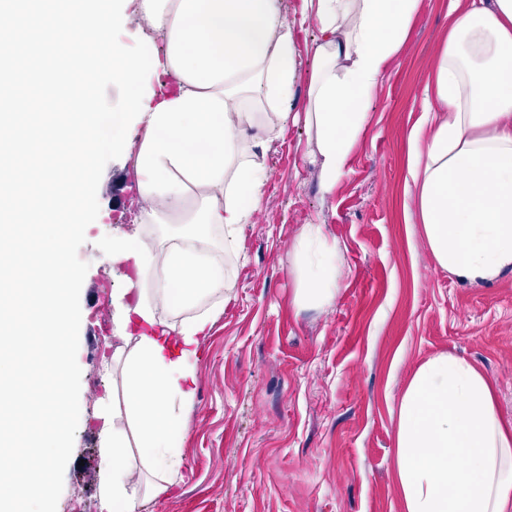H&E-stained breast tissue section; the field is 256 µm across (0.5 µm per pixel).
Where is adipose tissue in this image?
I'll use <instances>...</instances> for the list:
<instances>
[{
  "label": "adipose tissue",
  "mask_w": 512,
  "mask_h": 512,
  "mask_svg": "<svg viewBox=\"0 0 512 512\" xmlns=\"http://www.w3.org/2000/svg\"><path fill=\"white\" fill-rule=\"evenodd\" d=\"M166 43L173 88L150 99L135 159L150 206L145 224H180L163 249L139 236L112 244V262L137 278L112 293V328L131 343L124 406H103L101 497L136 512L137 461L174 482L178 440L195 397L201 347L231 300L226 257L240 255L242 225L268 181L260 141L283 136L299 51L280 0H137ZM320 32L304 104L324 191H333L367 123L419 0H305ZM448 42L409 137V173L430 254L458 281L512 272V0H451ZM258 129L261 140L247 135ZM221 232L213 240L209 227ZM163 269L165 282L146 280ZM298 307L333 305L340 251L323 225H302L290 270ZM190 310L180 324L160 309ZM132 418L134 435L116 426ZM137 454H130V446ZM396 467L404 512H512V431L487 377L464 358L423 363L400 401Z\"/></svg>",
  "instance_id": "adipose-tissue-1"
}]
</instances>
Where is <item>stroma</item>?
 I'll use <instances>...</instances> for the list:
<instances>
[{
    "label": "stroma",
    "mask_w": 512,
    "mask_h": 512,
    "mask_svg": "<svg viewBox=\"0 0 512 512\" xmlns=\"http://www.w3.org/2000/svg\"><path fill=\"white\" fill-rule=\"evenodd\" d=\"M302 51L294 95L300 111L319 35L303 0H281ZM448 0H420L400 51L366 102L368 124L346 174L321 187L304 121L266 150L269 180L244 252L229 259L233 301L212 327L186 411L182 462L172 491L152 496L138 465L139 512H404L395 470L401 397L418 367L448 353L489 379L512 427V272L479 286L432 260L408 169V140L424 88L448 38ZM143 137L130 125L124 151L104 168L99 214L78 250L89 265L81 289L77 361L80 416L57 512H102L103 401L123 399L131 347L112 331V291L125 270L106 255L113 240L143 231L145 205L133 158ZM335 238L344 281L335 303L293 302V247L302 225ZM110 288L100 289L101 280Z\"/></svg>",
    "instance_id": "35a3bbf8"
}]
</instances>
